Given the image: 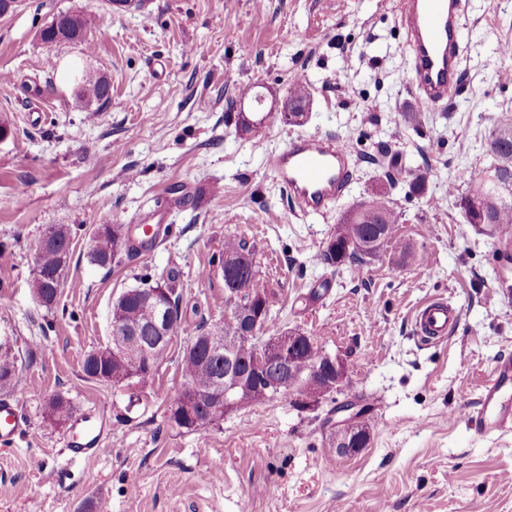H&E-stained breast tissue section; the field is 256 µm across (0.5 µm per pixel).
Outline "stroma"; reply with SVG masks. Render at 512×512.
Returning <instances> with one entry per match:
<instances>
[{
    "mask_svg": "<svg viewBox=\"0 0 512 512\" xmlns=\"http://www.w3.org/2000/svg\"><path fill=\"white\" fill-rule=\"evenodd\" d=\"M460 94L408 121L411 63L397 0H7L0 10V336L21 350L27 428L0 447V512H512V430L480 436L476 409L494 367L512 358V265L495 235L448 198L456 175L488 167L484 144L512 119V0H466ZM61 12L96 19L82 43H44ZM105 78L106 102L85 105L83 75ZM309 85L304 124L288 122V89ZM256 99L230 102L246 87ZM254 121L244 131L239 116ZM344 144L354 176L328 216L296 215L266 166L301 131ZM397 158L388 168L384 156ZM393 175L391 244L362 264L315 259L336 224ZM424 177L426 190L412 183ZM161 211L168 232L112 270L90 263L98 224H137ZM51 224L73 230L52 308L31 290L33 247ZM261 246L276 292L265 326L298 329L345 355V397L372 405L362 452L328 448L335 404L296 410L289 395L186 431L169 421L180 360L199 324H223L224 280L212 264L225 237ZM407 256L391 261L394 246ZM209 278H201L202 269ZM179 273L184 322L151 385L85 379L84 357L109 341L112 303L141 278ZM326 287L319 300L310 289ZM442 297L459 325L420 342L416 309ZM68 425L43 417L54 396ZM108 414L109 449L68 460L72 423Z\"/></svg>",
    "mask_w": 512,
    "mask_h": 512,
    "instance_id": "stroma-1",
    "label": "stroma"
}]
</instances>
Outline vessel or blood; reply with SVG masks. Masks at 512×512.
<instances>
[{
	"mask_svg": "<svg viewBox=\"0 0 512 512\" xmlns=\"http://www.w3.org/2000/svg\"><path fill=\"white\" fill-rule=\"evenodd\" d=\"M464 0H402L400 24L407 38L412 63V89L427 109L438 108L457 85L462 64L465 31ZM269 164L287 191L298 214L327 215L346 194L353 164L348 149L320 132H303L272 154ZM417 332L427 343L445 341L454 332L458 316L447 302L437 300L415 316ZM496 381L486 386L480 409L469 421L475 432L487 435L512 426V404L504 401L502 387L512 379V360L497 366ZM17 400L0 396V446L13 444L22 427ZM111 434L102 416L82 421L78 433L68 438L65 450L76 460L92 461L103 455Z\"/></svg>",
	"mask_w": 512,
	"mask_h": 512,
	"instance_id": "b4317fda",
	"label": "vessel or blood"
}]
</instances>
